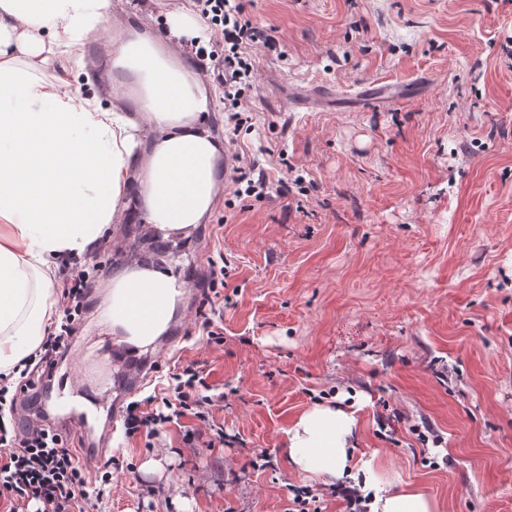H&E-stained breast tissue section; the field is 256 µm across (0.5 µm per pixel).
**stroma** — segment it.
Masks as SVG:
<instances>
[{"instance_id":"1","label":"stroma","mask_w":512,"mask_h":512,"mask_svg":"<svg viewBox=\"0 0 512 512\" xmlns=\"http://www.w3.org/2000/svg\"><path fill=\"white\" fill-rule=\"evenodd\" d=\"M194 0H112L116 18L164 32ZM271 37L229 139L223 107L204 115L269 196L226 184L208 222L170 239L128 212L58 279L92 270L103 289L129 258L184 280L167 336L146 350L152 395L197 364L223 393L195 417L126 437L84 399L73 363L72 428L112 450L90 462L102 490L87 512H288L296 484L285 432L320 392L353 395L359 448L388 478L422 486L443 512H512V0H242ZM223 257L224 342L202 329L203 281ZM226 442L216 444V426ZM430 428L440 444L421 441ZM194 440H186L185 431ZM267 452L266 469L250 465ZM153 471H146V463ZM110 483H103L104 473Z\"/></svg>"}]
</instances>
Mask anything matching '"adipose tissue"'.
Returning <instances> with one entry per match:
<instances>
[{
	"label": "adipose tissue",
	"instance_id": "ef3b65f1",
	"mask_svg": "<svg viewBox=\"0 0 512 512\" xmlns=\"http://www.w3.org/2000/svg\"><path fill=\"white\" fill-rule=\"evenodd\" d=\"M112 0H0V373L10 374L53 323L61 260L82 256L128 209L163 236L211 214L224 146L200 120L213 107L196 59L127 26L103 72L85 57L102 44ZM106 80L111 106L73 89ZM184 283L134 261L116 271L100 321L130 344L162 335ZM294 473L331 484L350 477L367 512H438L408 481L383 483L357 453V419L318 405L288 428ZM385 493H376L379 484Z\"/></svg>",
	"mask_w": 512,
	"mask_h": 512
}]
</instances>
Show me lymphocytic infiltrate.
<instances>
[{
  "mask_svg": "<svg viewBox=\"0 0 512 512\" xmlns=\"http://www.w3.org/2000/svg\"><path fill=\"white\" fill-rule=\"evenodd\" d=\"M197 8L214 30L216 41L224 45V109L231 121L242 124L239 113L246 86L254 80V66L246 49L259 33L242 16L239 0H196ZM92 282L87 271H78L63 288V317L57 334L48 336L40 348L41 367L54 370L66 356V342L89 299ZM36 385L35 371L22 370L17 383L0 377V498L9 499L10 512L36 500L39 512H77L79 502L88 501L87 472L74 449L55 426L40 419L22 426H6L5 413H16L22 393ZM203 370L189 365L172 374L163 397H147L145 404H131L126 425L129 434L157 424H176L189 415L204 418L212 399Z\"/></svg>",
  "mask_w": 512,
  "mask_h": 512,
  "instance_id": "1",
  "label": "lymphocytic infiltrate"
}]
</instances>
